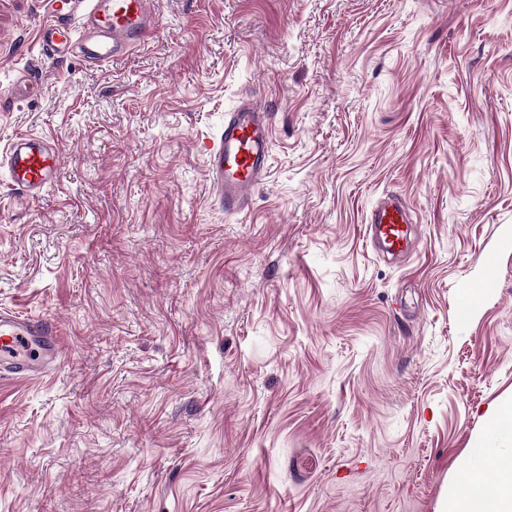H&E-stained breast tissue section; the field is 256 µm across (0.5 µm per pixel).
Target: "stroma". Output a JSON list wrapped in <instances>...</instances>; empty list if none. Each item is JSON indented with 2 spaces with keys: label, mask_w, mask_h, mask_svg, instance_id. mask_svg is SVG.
I'll return each instance as SVG.
<instances>
[{
  "label": "stroma",
  "mask_w": 512,
  "mask_h": 512,
  "mask_svg": "<svg viewBox=\"0 0 512 512\" xmlns=\"http://www.w3.org/2000/svg\"><path fill=\"white\" fill-rule=\"evenodd\" d=\"M102 67L0 0V147L60 145L40 200L0 180V306L49 320L0 381V512H439L512 448V0H152ZM272 114L246 213L206 144ZM403 195L418 249L366 247Z\"/></svg>",
  "instance_id": "obj_1"
}]
</instances>
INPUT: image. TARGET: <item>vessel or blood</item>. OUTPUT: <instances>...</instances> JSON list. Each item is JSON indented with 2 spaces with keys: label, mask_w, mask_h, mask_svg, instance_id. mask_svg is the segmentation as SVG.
Listing matches in <instances>:
<instances>
[{
  "label": "vessel or blood",
  "mask_w": 512,
  "mask_h": 512,
  "mask_svg": "<svg viewBox=\"0 0 512 512\" xmlns=\"http://www.w3.org/2000/svg\"><path fill=\"white\" fill-rule=\"evenodd\" d=\"M41 56L57 60L77 49L83 61L102 66L126 56L155 33L159 19L150 0H40ZM272 123L256 101L225 113L224 126L207 148L211 200L231 214L248 210L255 188L268 173ZM61 147L39 134L14 137L0 151V176L22 200L40 198L54 185ZM366 240L402 255L414 247L413 218L397 194L378 202L366 219ZM63 355L53 325L0 307V378H35Z\"/></svg>",
  "instance_id": "obj_1"
}]
</instances>
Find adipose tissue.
<instances>
[{
  "mask_svg": "<svg viewBox=\"0 0 512 512\" xmlns=\"http://www.w3.org/2000/svg\"><path fill=\"white\" fill-rule=\"evenodd\" d=\"M493 465L499 478L489 485L480 465L463 461L446 512H512V449L495 453Z\"/></svg>",
  "mask_w": 512,
  "mask_h": 512,
  "instance_id": "obj_1",
  "label": "adipose tissue"
}]
</instances>
